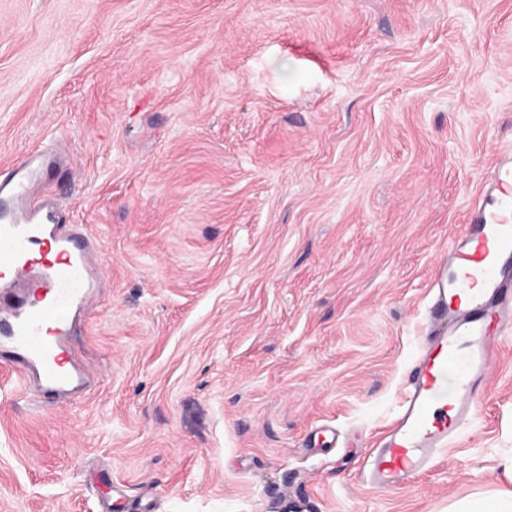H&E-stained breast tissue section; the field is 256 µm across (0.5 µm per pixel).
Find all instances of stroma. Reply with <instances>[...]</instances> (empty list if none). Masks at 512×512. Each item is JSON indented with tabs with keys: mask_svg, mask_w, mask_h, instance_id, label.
Listing matches in <instances>:
<instances>
[{
	"mask_svg": "<svg viewBox=\"0 0 512 512\" xmlns=\"http://www.w3.org/2000/svg\"><path fill=\"white\" fill-rule=\"evenodd\" d=\"M512 132V0H0V171L99 239L65 339L0 365V512H456L512 489V339L408 488L361 478Z\"/></svg>",
	"mask_w": 512,
	"mask_h": 512,
	"instance_id": "35a3bbf8",
	"label": "stroma"
}]
</instances>
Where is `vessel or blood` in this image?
<instances>
[{"label": "vessel or blood", "mask_w": 512, "mask_h": 512, "mask_svg": "<svg viewBox=\"0 0 512 512\" xmlns=\"http://www.w3.org/2000/svg\"><path fill=\"white\" fill-rule=\"evenodd\" d=\"M47 152L0 184V364L28 395L66 397L90 379L60 338L64 313L83 311L104 278L82 225L62 232L53 215L31 206L30 178ZM466 232L440 266L427 308L428 336L408 374L394 418L369 452L363 479L375 490L406 488L432 469L475 412L503 334L512 332V141L483 175ZM457 382L436 406L440 377Z\"/></svg>", "instance_id": "b4317fda"}]
</instances>
